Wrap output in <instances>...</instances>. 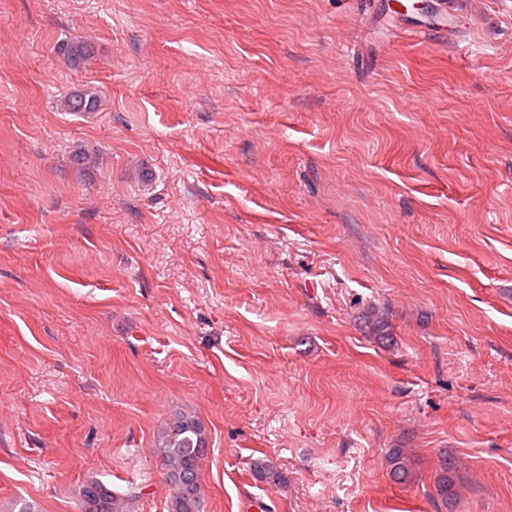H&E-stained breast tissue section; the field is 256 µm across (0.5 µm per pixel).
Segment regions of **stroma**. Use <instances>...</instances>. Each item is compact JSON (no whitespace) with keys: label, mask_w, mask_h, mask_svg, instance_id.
Segmentation results:
<instances>
[{"label":"stroma","mask_w":512,"mask_h":512,"mask_svg":"<svg viewBox=\"0 0 512 512\" xmlns=\"http://www.w3.org/2000/svg\"><path fill=\"white\" fill-rule=\"evenodd\" d=\"M449 2L0 0V512H171L178 410L204 512H512V0ZM392 28L395 30L393 35L396 38H407L416 43L428 42L434 29L424 25H411L406 22V19L396 21ZM206 444V431L191 413H175L159 432L156 451L174 491L172 512H202L199 467ZM388 469L395 483H406L411 477V460L401 449H395L388 458ZM140 494L138 488L131 487L123 495H118L99 480L87 482L80 493L82 509L85 512H124Z\"/></svg>","instance_id":"35a3bbf8"}]
</instances>
